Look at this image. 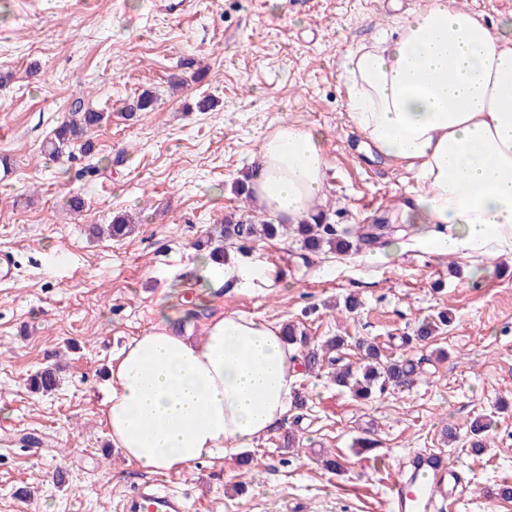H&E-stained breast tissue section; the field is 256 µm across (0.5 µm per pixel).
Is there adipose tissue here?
Returning a JSON list of instances; mask_svg holds the SVG:
<instances>
[{"label": "adipose tissue", "mask_w": 512, "mask_h": 512, "mask_svg": "<svg viewBox=\"0 0 512 512\" xmlns=\"http://www.w3.org/2000/svg\"><path fill=\"white\" fill-rule=\"evenodd\" d=\"M342 78L355 129L423 185L402 205L421 240L451 252L512 251V37L456 0H427L396 37L348 55ZM326 166L321 132L281 123L260 146L252 196L302 223ZM300 368L281 328L265 320L223 315L199 339L164 320L119 354L103 419L129 463L189 472L280 424Z\"/></svg>", "instance_id": "ef3b65f1"}]
</instances>
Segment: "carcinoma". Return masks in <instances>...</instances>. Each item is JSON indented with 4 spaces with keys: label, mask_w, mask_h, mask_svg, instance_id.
Here are the masks:
<instances>
[{
    "label": "carcinoma",
    "mask_w": 512,
    "mask_h": 512,
    "mask_svg": "<svg viewBox=\"0 0 512 512\" xmlns=\"http://www.w3.org/2000/svg\"><path fill=\"white\" fill-rule=\"evenodd\" d=\"M156 97L147 90L140 93L131 102L123 107V117L129 119L139 112H151L154 110ZM112 113L95 112L76 106L68 113L57 127H55L44 143L45 151L49 156L59 159L70 158L73 150H78L83 155H89L94 150L90 139L86 138L89 130L99 127L110 121ZM131 220L125 214H117L112 218L107 227L101 232L112 238L126 236L131 230ZM281 224L262 223L254 224L251 220L232 213L224 216V219L214 225L212 235L218 241L226 242L245 238L264 237L272 239L278 236ZM297 235L300 236L304 248L316 251L323 243L336 241V230L326 223V216L316 212L312 219L301 224L293 225ZM450 317L442 312L438 314L437 321L421 324L413 336L417 342L429 344L435 341V335L440 327L447 325ZM288 344L297 348L305 368L315 370L324 358L328 357L334 362L341 361L339 355L348 346L346 336H331L321 345H313L309 337L303 332L297 331L293 325L284 328ZM361 352L363 363L358 367L344 364L336 367L332 372L336 386L349 390L360 400H372L376 396L389 389L400 390L412 384L417 375L416 365L409 359H391L382 355L378 344L369 340H361L357 343ZM59 366H47L37 371L29 379V388L34 393H50L56 390L58 385ZM490 427V421L483 417L476 418L469 427L470 441L468 452L472 455H480L484 451L482 434Z\"/></svg>",
    "instance_id": "obj_1"
}]
</instances>
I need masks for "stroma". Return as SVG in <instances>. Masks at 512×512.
Listing matches in <instances>:
<instances>
[{
    "label": "stroma",
    "instance_id": "obj_1",
    "mask_svg": "<svg viewBox=\"0 0 512 512\" xmlns=\"http://www.w3.org/2000/svg\"><path fill=\"white\" fill-rule=\"evenodd\" d=\"M423 0H0V512H116L147 480L113 448L101 420L110 367L161 320L199 338L222 313L295 325L314 341L340 334L419 361L412 386L365 402L326 372H302L304 405L247 453L163 479L187 512H389L386 484L418 450L445 454L467 486L452 512H512V253L425 247L390 216L416 181L361 149L341 77L346 56L392 33ZM184 84L172 89L171 76ZM156 109L131 120L129 97ZM212 98L201 112L198 99ZM111 113L89 130L98 155L53 160L43 142L75 103ZM289 121L319 129L327 157L316 205L337 231L381 225L357 249L311 252L299 237L241 240L209 258L216 219L267 218L234 186L254 177L263 138ZM80 194L83 212L67 197ZM125 212L135 230L92 228ZM381 260H368L371 251ZM358 310H335L347 295ZM452 316L436 344H412L423 320ZM60 364L48 395L27 380ZM489 416L481 456L448 443ZM292 444H285V436ZM375 441L373 451L359 438ZM339 458L323 469L320 452ZM66 467L67 482L55 473Z\"/></svg>",
    "mask_w": 512,
    "mask_h": 512
}]
</instances>
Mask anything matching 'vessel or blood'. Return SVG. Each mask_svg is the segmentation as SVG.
Listing matches in <instances>:
<instances>
[{"instance_id":"b4317fda","label":"vessel or blood","mask_w":512,"mask_h":512,"mask_svg":"<svg viewBox=\"0 0 512 512\" xmlns=\"http://www.w3.org/2000/svg\"><path fill=\"white\" fill-rule=\"evenodd\" d=\"M412 472L393 478L387 486L391 512H432L435 501H459L458 471L442 454L418 451L411 455ZM185 503L172 492L137 489L125 495L121 512H184Z\"/></svg>"}]
</instances>
